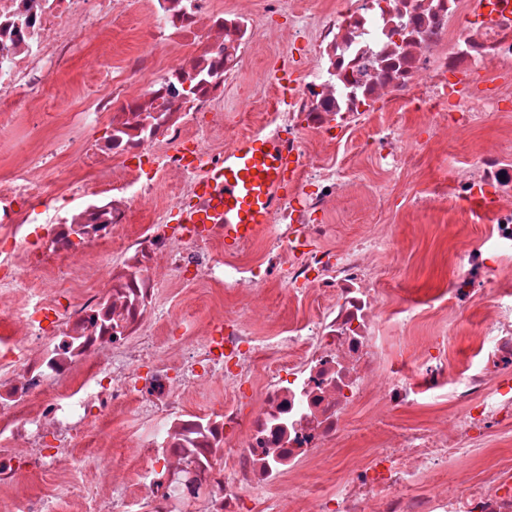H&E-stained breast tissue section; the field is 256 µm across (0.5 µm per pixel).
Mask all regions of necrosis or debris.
Masks as SVG:
<instances>
[{"label":"necrosis or debris","mask_w":512,"mask_h":512,"mask_svg":"<svg viewBox=\"0 0 512 512\" xmlns=\"http://www.w3.org/2000/svg\"><path fill=\"white\" fill-rule=\"evenodd\" d=\"M127 2L0 0V109L12 122L35 128L51 77L108 39ZM264 6L290 12L283 61L301 76L276 110L252 115L294 160L259 235L228 250L223 224L167 220L234 143L224 91L257 30L242 2L143 0L138 54L118 71L83 54L88 83L57 134L29 139L0 173V512H59L48 485L26 491L31 476L65 479L70 512H512L511 464L441 483L512 426V141L415 198L491 225L454 248L430 307L389 305L380 259L399 248L386 222L329 241L352 187L339 153L352 133L384 176L365 187L377 205L436 146L512 108V0H345L317 17L292 0ZM482 82L490 94L475 93ZM401 106L419 124L396 117ZM379 112L392 113L386 126L373 125ZM271 287L309 314H256ZM202 290L213 297L203 318L190 305ZM475 307L478 351L463 369L448 367L443 326L416 372L387 359L384 326L406 332L431 309L465 321ZM204 392L217 399L201 408ZM446 402L453 418L380 431L365 456L337 458L357 416ZM332 458L337 475L315 492L307 471Z\"/></svg>","instance_id":"necrosis-or-debris-1"}]
</instances>
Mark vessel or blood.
Listing matches in <instances>:
<instances>
[{
	"label": "vessel or blood",
	"mask_w": 512,
	"mask_h": 512,
	"mask_svg": "<svg viewBox=\"0 0 512 512\" xmlns=\"http://www.w3.org/2000/svg\"><path fill=\"white\" fill-rule=\"evenodd\" d=\"M287 151L261 131L240 139L225 152L221 165L209 168L197 191L210 199L209 209L182 213L184 224L224 222V245L235 248L267 225L273 195L285 192Z\"/></svg>",
	"instance_id": "1"
}]
</instances>
